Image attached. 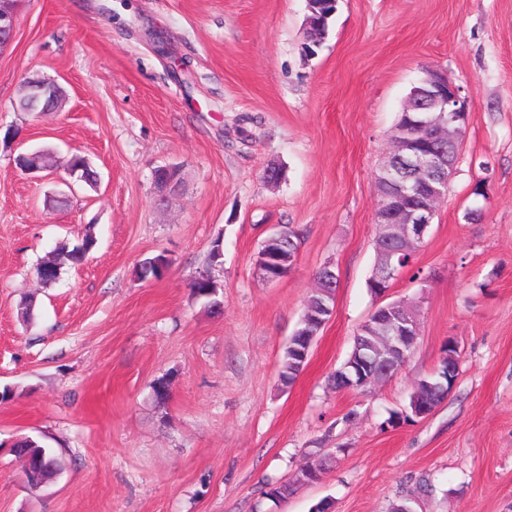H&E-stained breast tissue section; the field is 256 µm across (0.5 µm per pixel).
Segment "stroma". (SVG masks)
Wrapping results in <instances>:
<instances>
[{"label": "stroma", "instance_id": "35a3bbf8", "mask_svg": "<svg viewBox=\"0 0 512 512\" xmlns=\"http://www.w3.org/2000/svg\"><path fill=\"white\" fill-rule=\"evenodd\" d=\"M306 14V0H19L0 50V512H310L325 498L334 512H512V0H338L311 50ZM430 68L471 108L430 231L387 295L416 308L419 336L390 378L339 390L378 304L375 177ZM32 76L64 87L59 110L16 109ZM35 149L54 167L22 172ZM74 154L98 187L70 183ZM164 165L183 182L161 203ZM282 226L299 254L270 283L256 259ZM89 231L84 262L43 286L37 266ZM158 255L164 275L138 280ZM326 266L333 313L282 385ZM201 274L215 302L194 294ZM451 340L447 399L384 428ZM24 437L61 461L39 489L12 450ZM314 459L318 482L266 498Z\"/></svg>", "mask_w": 512, "mask_h": 512}]
</instances>
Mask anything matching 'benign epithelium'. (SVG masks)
Segmentation results:
<instances>
[{
	"instance_id": "benign-epithelium-1",
	"label": "benign epithelium",
	"mask_w": 512,
	"mask_h": 512,
	"mask_svg": "<svg viewBox=\"0 0 512 512\" xmlns=\"http://www.w3.org/2000/svg\"><path fill=\"white\" fill-rule=\"evenodd\" d=\"M9 0H0V48L8 46L16 29L15 9ZM421 83L427 91L415 92L403 111L407 113V134L394 138L386 153L384 164L376 181L396 184L399 192L394 196L380 197L376 213L377 223L384 225L385 239L383 264L372 274L373 293L385 297L391 280L399 271L397 256L412 257L424 242L440 200L446 195L448 173L455 168L457 157L436 147V143L452 138L466 126L469 102L462 98L458 86L448 80L447 74L429 69ZM60 85L48 78L28 79L25 97L41 103L56 97ZM173 165H166L154 172V182L159 193L166 195L179 188L180 180L172 176ZM298 249L292 246L288 230L280 231L269 239L258 253L257 265L264 278L277 281L285 277L296 262ZM382 333L383 347L364 346L348 364L347 374L340 376L344 390L362 391L376 383V377L388 368H402L419 336V321L415 312L406 304L390 302L377 307L370 315ZM326 319L316 316L309 321V329L293 334L291 342L295 355L306 356L317 333ZM458 355L447 354L441 368L433 375V390L448 393V383L456 382Z\"/></svg>"
}]
</instances>
